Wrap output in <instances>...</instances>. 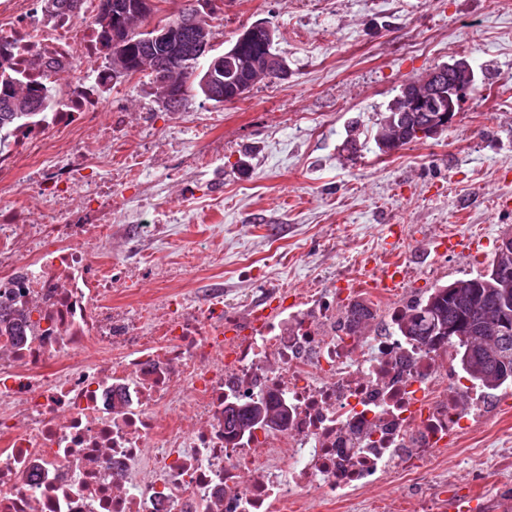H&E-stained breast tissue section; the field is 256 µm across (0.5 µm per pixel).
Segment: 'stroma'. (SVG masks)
I'll list each match as a JSON object with an SVG mask.
<instances>
[{"label": "stroma", "mask_w": 512, "mask_h": 512, "mask_svg": "<svg viewBox=\"0 0 512 512\" xmlns=\"http://www.w3.org/2000/svg\"><path fill=\"white\" fill-rule=\"evenodd\" d=\"M262 22L275 32L286 79L256 84L245 99L196 96L190 112L224 118V167L211 191L192 202L191 221L172 225L154 257L197 255L183 289L221 280L237 310L260 288L334 285L367 261L398 258L408 275L395 293L415 300L438 284L476 274L512 230V0H224L215 53ZM464 58L476 88L447 130L380 155L376 125L408 77ZM102 103L119 112L167 117L152 78L101 85ZM357 129V152L345 150ZM463 235L461 253H427L426 241ZM218 250L220 277L208 272ZM497 406L478 437L458 442L427 468V482L477 500L491 512L512 496V469L483 471L471 451L512 442V385L494 390Z\"/></svg>", "instance_id": "35a3bbf8"}]
</instances>
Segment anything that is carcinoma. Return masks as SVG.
Wrapping results in <instances>:
<instances>
[{"label":"carcinoma","mask_w":512,"mask_h":512,"mask_svg":"<svg viewBox=\"0 0 512 512\" xmlns=\"http://www.w3.org/2000/svg\"><path fill=\"white\" fill-rule=\"evenodd\" d=\"M149 13L128 18L133 44L129 49V63L137 60L147 47L144 29L151 26ZM245 55H277L274 41L258 37L242 46ZM175 80L191 81V89L201 90L208 77L224 83V102L235 101L241 84L255 81L252 74L234 59L224 62V71H209L206 56L188 58L173 64ZM48 95L41 84H32L23 76L0 66V132L10 130L20 121L35 115L28 109L32 97ZM440 119V130L448 128V118L442 112H386L376 129L386 126L395 129L396 140L402 145L418 140L414 126ZM512 266V248L498 247L491 263L476 275L438 285L419 302L409 306L400 317L398 328L403 335L424 344L446 339L455 348L456 356L470 381L486 389H497L512 383V332H496L493 327L504 311L512 312V278L504 280L497 269ZM284 413L273 404L249 402L224 407V428L242 431L263 420L270 425L280 423Z\"/></svg>","instance_id":"1"}]
</instances>
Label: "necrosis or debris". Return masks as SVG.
I'll return each instance as SVG.
<instances>
[{"label":"necrosis or debris","mask_w":512,"mask_h":512,"mask_svg":"<svg viewBox=\"0 0 512 512\" xmlns=\"http://www.w3.org/2000/svg\"><path fill=\"white\" fill-rule=\"evenodd\" d=\"M32 4L0 0V48L61 106L0 142V512H386L385 483L419 479L492 412L449 379L453 347L400 335L404 304L362 270L316 295L274 284L231 317L223 289L175 290L191 257L122 261L167 237L168 216H141L173 129L100 122L96 0L68 20ZM359 302L373 335L345 320ZM268 398L281 426L225 431V405Z\"/></svg>","instance_id":"1"}]
</instances>
